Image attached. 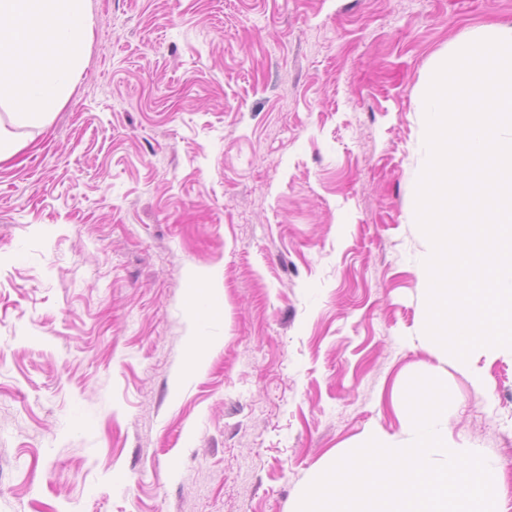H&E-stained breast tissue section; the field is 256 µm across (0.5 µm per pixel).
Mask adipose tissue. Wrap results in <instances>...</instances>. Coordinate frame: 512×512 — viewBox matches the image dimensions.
<instances>
[{"label": "adipose tissue", "mask_w": 512, "mask_h": 512, "mask_svg": "<svg viewBox=\"0 0 512 512\" xmlns=\"http://www.w3.org/2000/svg\"><path fill=\"white\" fill-rule=\"evenodd\" d=\"M90 27L86 0H0V108L44 120L80 76Z\"/></svg>", "instance_id": "1"}]
</instances>
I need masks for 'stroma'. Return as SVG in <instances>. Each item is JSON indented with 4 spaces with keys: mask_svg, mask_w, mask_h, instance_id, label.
Wrapping results in <instances>:
<instances>
[{
    "mask_svg": "<svg viewBox=\"0 0 512 512\" xmlns=\"http://www.w3.org/2000/svg\"><path fill=\"white\" fill-rule=\"evenodd\" d=\"M88 5L66 102L0 109V512H297L416 376L512 512V349L426 339L415 207L425 75L512 0Z\"/></svg>",
    "mask_w": 512,
    "mask_h": 512,
    "instance_id": "1",
    "label": "stroma"
}]
</instances>
